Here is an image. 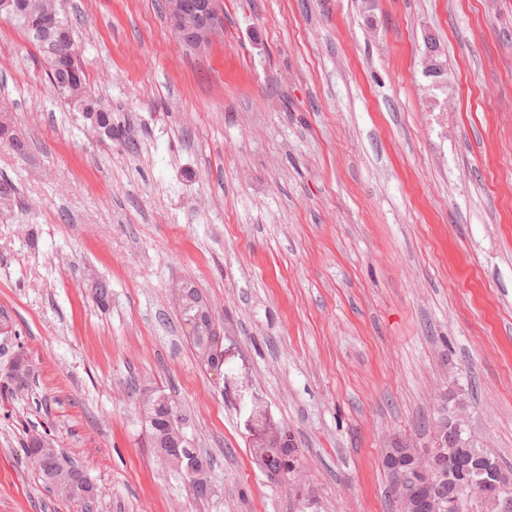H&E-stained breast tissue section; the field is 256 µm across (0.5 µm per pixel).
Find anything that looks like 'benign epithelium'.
Here are the masks:
<instances>
[{
	"label": "benign epithelium",
	"instance_id": "obj_1",
	"mask_svg": "<svg viewBox=\"0 0 512 512\" xmlns=\"http://www.w3.org/2000/svg\"><path fill=\"white\" fill-rule=\"evenodd\" d=\"M178 18L184 23L185 36L204 38L214 24L212 0H179ZM424 71L435 83L444 82L440 46L430 34L426 35ZM467 428V414L457 403L448 412V421H434L430 425V450L424 451L417 442L403 438L394 439L385 449L382 463L397 477L391 487L397 512H434L433 486L439 480L448 484V512H454L462 498L475 491L487 501L492 512H512V481L503 476L497 457L486 450H476V478L465 483L455 480L458 472L469 468V462L456 452L464 443ZM435 448L448 449V468H442L438 462Z\"/></svg>",
	"mask_w": 512,
	"mask_h": 512
}]
</instances>
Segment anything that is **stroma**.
Segmentation results:
<instances>
[{"label": "stroma", "mask_w": 512, "mask_h": 512, "mask_svg": "<svg viewBox=\"0 0 512 512\" xmlns=\"http://www.w3.org/2000/svg\"><path fill=\"white\" fill-rule=\"evenodd\" d=\"M163 2L64 0L129 149L93 138L0 20V97L28 144L0 142L23 203L0 213V380L32 365L28 393L0 396V512H394L382 452L426 442L449 391L512 469V0H219L201 50ZM183 281L223 379L182 331ZM146 391L186 416L209 498L157 454ZM267 427L299 448L311 505L254 462ZM33 434L91 504L27 467ZM425 38L424 71L429 77L434 79L436 84H441L444 82L445 65L440 59V46L432 35L428 34ZM44 439L37 435L30 443L32 448H39L37 454L31 453L28 443L24 444L28 467L35 470L43 483L61 497L73 502H88L95 490L93 484L83 470L68 460L52 442L46 440L44 448H40ZM82 490L90 492L86 499L82 497Z\"/></svg>", "instance_id": "obj_1"}]
</instances>
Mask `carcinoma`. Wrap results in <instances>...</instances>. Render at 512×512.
I'll list each match as a JSON object with an SVG mask.
<instances>
[{
  "label": "carcinoma",
  "mask_w": 512,
  "mask_h": 512,
  "mask_svg": "<svg viewBox=\"0 0 512 512\" xmlns=\"http://www.w3.org/2000/svg\"><path fill=\"white\" fill-rule=\"evenodd\" d=\"M8 2L0 7V20L10 22L24 31L38 48L46 66V74L57 94L66 100L72 109L80 114L88 131L102 139L124 140L121 128L112 124V112L88 90V80L79 58L67 57L63 46L75 43L73 27L68 20L60 0H0ZM52 14L55 27L49 34L42 35L27 27V20L38 15ZM17 206V187L8 178L0 179V211ZM182 324H194L189 334L195 356L207 369L217 365V358L211 346L210 331L212 319L198 320L204 307L199 291L194 289L176 302ZM139 408L149 422L154 436V448L172 470L196 481L211 482V462L199 449L192 446L185 434V419L176 402L162 393H152L139 401ZM275 441L257 443L251 454L256 463L276 478L278 473L286 474L288 480H300L301 459L292 458L288 451L279 454ZM26 464L35 470L43 483L58 495L73 501H83L82 491L93 492L94 486L83 470L68 460L50 441L33 454L24 447Z\"/></svg>",
  "instance_id": "1"
}]
</instances>
